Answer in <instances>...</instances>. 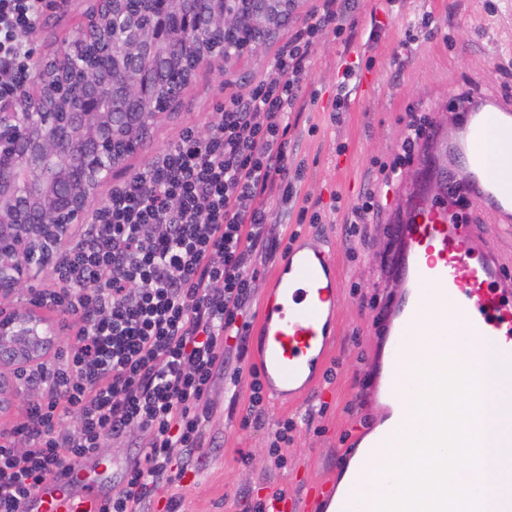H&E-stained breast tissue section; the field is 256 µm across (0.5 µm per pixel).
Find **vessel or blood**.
<instances>
[{
	"mask_svg": "<svg viewBox=\"0 0 512 512\" xmlns=\"http://www.w3.org/2000/svg\"><path fill=\"white\" fill-rule=\"evenodd\" d=\"M439 151L429 154L434 166H461L463 186L481 204L490 224H512V162L490 164L494 151L512 147V105L483 97L471 105L459 128L433 129ZM412 215L407 223L390 229L402 247L392 260L394 275L403 290L391 308L385 328L390 336L406 335L423 314L424 289H432L471 336L494 329L500 338L496 350L512 357V311L503 303L512 297V278L485 243L476 225L464 222L447 199L428 201L413 192ZM480 300L483 323H476L469 308L471 297ZM336 263L323 248L302 244L292 247L277 268L264 296L256 326L257 359L264 386L275 400L298 399L316 387L322 365L334 345L339 306ZM403 356L392 347L381 397L390 408L391 422L369 443L367 455L393 445L404 417L399 398ZM83 466L48 481L34 497L38 512H97L101 491L88 490L76 497L67 485L84 480Z\"/></svg>",
	"mask_w": 512,
	"mask_h": 512,
	"instance_id": "1",
	"label": "vessel or blood"
}]
</instances>
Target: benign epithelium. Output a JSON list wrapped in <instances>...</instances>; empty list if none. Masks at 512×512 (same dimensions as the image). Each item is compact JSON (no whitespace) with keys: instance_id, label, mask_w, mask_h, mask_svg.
Here are the masks:
<instances>
[{"instance_id":"benign-epithelium-1","label":"benign epithelium","mask_w":512,"mask_h":512,"mask_svg":"<svg viewBox=\"0 0 512 512\" xmlns=\"http://www.w3.org/2000/svg\"><path fill=\"white\" fill-rule=\"evenodd\" d=\"M238 0H166L149 28L131 0H89L61 52L42 59L20 94L0 103V298L50 266L90 202L147 142L162 57L175 64L179 103L203 65L237 32ZM59 324L26 307L0 310V368H21L54 346Z\"/></svg>"}]
</instances>
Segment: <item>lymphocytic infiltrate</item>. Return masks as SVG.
Segmentation results:
<instances>
[{
  "mask_svg": "<svg viewBox=\"0 0 512 512\" xmlns=\"http://www.w3.org/2000/svg\"><path fill=\"white\" fill-rule=\"evenodd\" d=\"M44 0H0V99L17 94L32 63L24 39ZM355 0H324L279 51L273 71L226 100L207 138L186 130L143 171L110 190L50 269L42 307L62 313L63 356L20 372L39 386L22 422L0 430V512H30L35 493L60 471L100 457L132 431L146 439L122 490L99 512H142L172 482V460L202 445L204 397L225 340L248 353L245 307L254 257L277 249L266 203L294 196L288 177V116L300 106L311 48L343 34ZM433 126L412 115L400 150L374 161L388 182L409 164ZM77 416L78 430L67 426ZM25 442L18 451L17 442Z\"/></svg>",
  "mask_w": 512,
  "mask_h": 512,
  "instance_id": "lymphocytic-infiltrate-1",
  "label": "lymphocytic infiltrate"
}]
</instances>
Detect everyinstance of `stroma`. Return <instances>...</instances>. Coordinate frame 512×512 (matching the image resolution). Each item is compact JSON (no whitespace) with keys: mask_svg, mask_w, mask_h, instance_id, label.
I'll use <instances>...</instances> for the list:
<instances>
[{"mask_svg":"<svg viewBox=\"0 0 512 512\" xmlns=\"http://www.w3.org/2000/svg\"><path fill=\"white\" fill-rule=\"evenodd\" d=\"M323 0H297L292 18L267 38L261 53H242L199 69L179 105L151 129L146 147L119 172L148 167L178 142L186 129L208 131L225 99L244 93L271 71L292 33ZM87 0H50L26 40L35 57L60 52L70 39ZM355 23L343 36L325 32L311 53L303 87L306 106L288 117V168L301 170L290 202H267L269 221L281 237L322 245L334 252L341 283L336 340L320 385L298 401H267L260 425L245 428L252 359L229 360L217 371L210 392L212 411L206 443L189 462L174 460L184 474L162 485L144 512H166L170 499L179 512H252L257 501L287 490L295 512H319L315 488L341 478L359 439L384 415L376 393L383 338L379 312L400 291L385 268L395 247L387 228L407 206V190L425 177L421 161L402 170L395 185H375L372 159L397 152L405 136L407 111L418 106L433 119L456 122L448 101L456 87L477 86L480 95L512 98V0H359ZM354 66L346 108L336 107V83ZM376 189L380 210L357 235H349L352 206ZM241 380L232 383L233 368ZM36 391L15 373L0 374V429L15 426ZM294 421L284 445L285 467H274L268 437L278 422ZM145 438L134 432L102 450L111 492L124 485L130 462Z\"/></svg>","mask_w":512,"mask_h":512,"instance_id":"stroma-1","label":"stroma"}]
</instances>
